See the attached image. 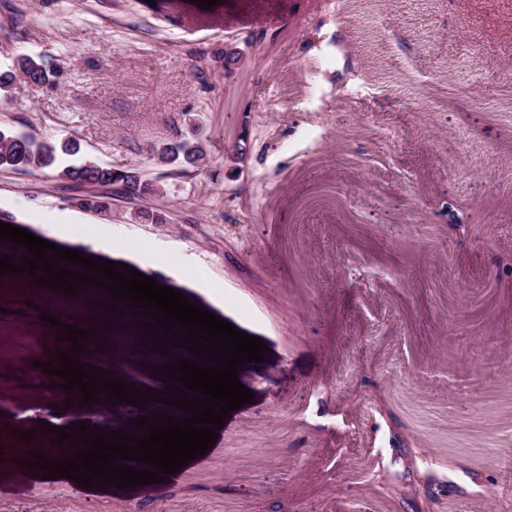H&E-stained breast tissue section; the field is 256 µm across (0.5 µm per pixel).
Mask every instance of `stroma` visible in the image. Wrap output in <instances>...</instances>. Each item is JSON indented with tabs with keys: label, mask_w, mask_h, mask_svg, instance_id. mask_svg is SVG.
I'll return each instance as SVG.
<instances>
[{
	"label": "stroma",
	"mask_w": 512,
	"mask_h": 512,
	"mask_svg": "<svg viewBox=\"0 0 512 512\" xmlns=\"http://www.w3.org/2000/svg\"><path fill=\"white\" fill-rule=\"evenodd\" d=\"M22 54L63 82L16 83L0 126L77 138L163 192L98 213L51 172L0 171V214L64 248L95 227L269 352L238 374L253 401L166 482L85 488L3 453L0 512H505L512 0H0V70ZM189 113L210 161L176 173L152 146ZM163 360L117 345L98 365L162 391ZM52 405L126 432L146 414L0 384V443L47 442Z\"/></svg>",
	"instance_id": "1"
}]
</instances>
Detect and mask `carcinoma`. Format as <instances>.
I'll use <instances>...</instances> for the list:
<instances>
[{
    "mask_svg": "<svg viewBox=\"0 0 512 512\" xmlns=\"http://www.w3.org/2000/svg\"><path fill=\"white\" fill-rule=\"evenodd\" d=\"M43 86L54 84L58 71L36 55L19 57L15 70L0 73V92H9L16 79ZM187 130L181 135L160 140L153 146V158L164 166L179 172L186 167L198 168L208 162L203 143L196 138L199 123L195 116L186 114ZM80 152V143L68 139L60 145L40 143L30 135L9 128L0 129V169L14 171H42L49 169L55 178L67 186L90 193L77 198V205L85 210L103 211L108 203L94 190L107 189L116 196L131 192L135 195L158 194L160 187L142 181L134 171L114 168L92 159L79 162L70 157Z\"/></svg>",
    "mask_w": 512,
    "mask_h": 512,
    "instance_id": "1",
    "label": "carcinoma"
}]
</instances>
